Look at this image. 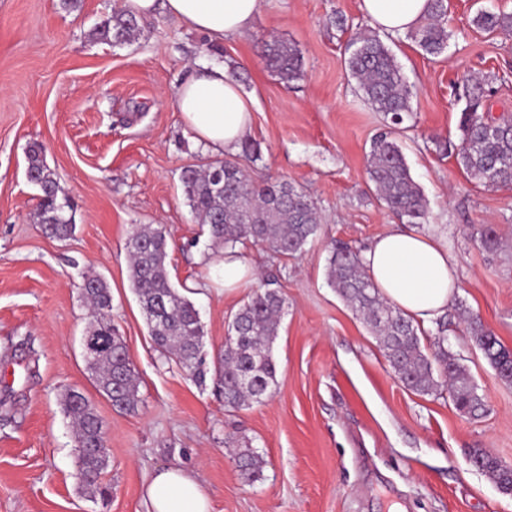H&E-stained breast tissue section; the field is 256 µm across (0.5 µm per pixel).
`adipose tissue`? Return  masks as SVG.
Wrapping results in <instances>:
<instances>
[{
	"label": "adipose tissue",
	"instance_id": "obj_1",
	"mask_svg": "<svg viewBox=\"0 0 512 512\" xmlns=\"http://www.w3.org/2000/svg\"><path fill=\"white\" fill-rule=\"evenodd\" d=\"M428 0H362L361 10L379 33L400 36L416 28ZM136 17L157 9L212 40L243 34L261 8V0H119ZM177 112L195 138L214 152L235 151L252 130L250 106L222 65L198 62L174 94ZM380 294L411 319L430 324L444 314L457 287L455 266L438 239L395 229L377 236L362 253ZM146 512H209L196 476L169 468L145 486Z\"/></svg>",
	"mask_w": 512,
	"mask_h": 512
}]
</instances>
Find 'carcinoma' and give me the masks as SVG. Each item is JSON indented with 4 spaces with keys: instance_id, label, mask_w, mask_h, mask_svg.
Listing matches in <instances>:
<instances>
[{
    "instance_id": "carcinoma-1",
    "label": "carcinoma",
    "mask_w": 512,
    "mask_h": 512,
    "mask_svg": "<svg viewBox=\"0 0 512 512\" xmlns=\"http://www.w3.org/2000/svg\"><path fill=\"white\" fill-rule=\"evenodd\" d=\"M447 12V0H430L424 23L410 32L411 39L428 55H439L447 48ZM473 24L489 33H511L512 13L481 8ZM138 34L136 16L123 12L113 13L94 31L96 40L114 46L129 44ZM264 59L267 68L285 83L304 76L303 56L290 42L277 38L266 42ZM342 63L362 99L374 111L391 116L393 125H400L404 114L411 111L413 89L380 34L371 30L351 37ZM464 97L459 143L448 142L446 151L477 184L512 188V115L495 118L484 111L485 83L478 78L467 80ZM366 169L377 199L389 212L409 224L426 223L427 200L411 175L394 130L381 132L371 140ZM25 173L39 191L37 223L55 239L69 238L75 229L74 205L62 192L57 173L46 163L43 148L37 143L27 150ZM180 181L188 206L215 245L233 249L251 242L263 244L276 254L296 255L321 231V214L309 195L286 181L252 179L238 157L216 159L202 169L186 168ZM479 234L487 251L501 248V238L492 228L482 227ZM167 248V235L161 225H143L132 231L126 242L132 286L158 350L202 384L208 373L202 351L203 325L193 302L169 279ZM326 276L331 288L372 329L395 376L404 385L419 394L436 392L434 366L439 365L449 375L448 393L455 408L470 416L483 410L482 398L465 370L448 356L445 337H434L432 355L423 353L420 328L380 296L360 251L330 241ZM83 297L92 311V333L112 337L108 347L87 359V366L97 388L112 399L114 407L134 412L140 402L139 385L130 360L122 356L124 342L112 326L110 288L104 279L91 276ZM285 305L280 292L267 289L248 298L235 313L226 347L214 365V374L224 388L225 406L238 409L260 403L276 385L271 345L278 335ZM464 321L497 376L511 384L512 350L505 348L479 319L466 316ZM63 406L80 448L76 472L82 476L81 484L104 497L107 488L102 485L101 475L107 463L97 452L101 420L88 399L75 391L66 394ZM472 461L496 483L512 481V469L485 449H473ZM263 464V458L253 449L240 451L238 467L247 478L257 477Z\"/></svg>"
}]
</instances>
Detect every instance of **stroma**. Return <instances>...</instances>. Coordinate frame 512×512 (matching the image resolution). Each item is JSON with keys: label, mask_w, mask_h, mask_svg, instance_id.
Masks as SVG:
<instances>
[{"label": "stroma", "mask_w": 512, "mask_h": 512, "mask_svg": "<svg viewBox=\"0 0 512 512\" xmlns=\"http://www.w3.org/2000/svg\"><path fill=\"white\" fill-rule=\"evenodd\" d=\"M512 0H448V46L433 57L408 36L387 38L413 87L397 129L410 172L428 201L418 232L448 242L457 291L448 308V352L484 402L459 413L447 386L421 395L394 374L368 327L326 280V244L363 249L402 222L377 200L366 171L371 138L391 127L364 102L341 63L348 33L367 27L360 0H263L242 36L214 42L166 13L141 22L122 46L93 39L118 0H0V512H144L158 471L193 473L210 512H512L468 453L486 448L512 465V384L502 382L459 318L477 316L512 349V191L470 180L448 155L465 102L457 86L481 76L493 116L512 113V35L472 23ZM294 43L305 74L284 83L262 57L270 38ZM200 61L235 65L251 99L259 153L252 175L302 187L320 207L323 234L294 256L243 245L258 269L244 288L224 289V251L213 248L186 203L183 168L204 165L174 107V92ZM40 143L60 187L76 204L74 235L47 236L25 151ZM161 224L175 285L204 325L216 358L248 295L278 289L287 304L273 344L277 384L263 402L224 405L214 377L199 384L158 352L131 288L126 241L136 225ZM504 246L491 253L478 227ZM97 274L112 294V323L139 377L134 413L115 409L87 368L82 340L92 320L81 297ZM72 390L103 424L107 497L75 477L78 449L62 406ZM263 457L257 480L240 471L229 439Z\"/></svg>", "instance_id": "1"}]
</instances>
